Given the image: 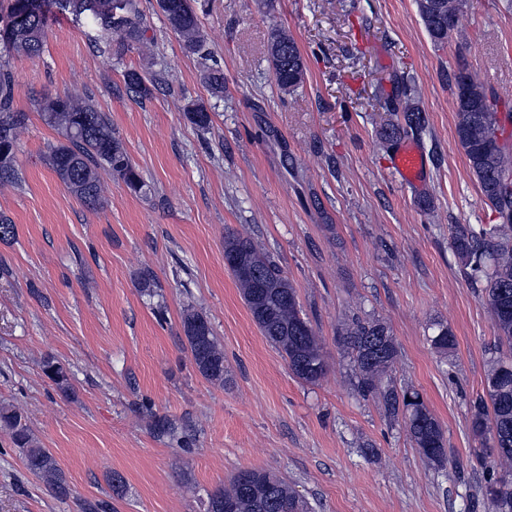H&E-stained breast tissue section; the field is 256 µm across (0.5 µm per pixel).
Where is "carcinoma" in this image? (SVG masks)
<instances>
[{"label":"carcinoma","mask_w":512,"mask_h":512,"mask_svg":"<svg viewBox=\"0 0 512 512\" xmlns=\"http://www.w3.org/2000/svg\"><path fill=\"white\" fill-rule=\"evenodd\" d=\"M156 6L184 47L196 55L208 92L216 99L224 98V72L213 62L202 33L198 0H156ZM461 7L462 0H417L431 40L442 43L448 39ZM56 14L85 22L93 32V46L103 53L118 54L128 48L144 55L150 51L139 0H7L6 13L0 16V52L7 58L40 56L50 19ZM267 51L279 90L286 94L298 89L304 83L306 68L286 28H271ZM124 79L128 88L145 96L151 93L138 71H126ZM400 82L402 97L384 102L385 111L401 112L404 120L385 130L384 136L389 139L402 134L417 136L426 127L425 115L408 102L405 78ZM452 83L456 88L458 144L499 223L457 225L451 235V247L464 277L482 289L493 316L497 349L512 353V152L500 146L499 116L491 110L512 93L488 91L463 66L453 72ZM14 85L9 62H1L0 185L20 181L15 154L26 115L14 107ZM38 112L63 138L50 150L47 162L66 189L84 205L95 209L103 203V172L135 192L145 187L121 142L112 134L105 113L91 100L69 94L46 96L38 103ZM183 112L199 128L211 124L209 110L202 102L187 103ZM236 252L244 254V269L231 264L228 269L254 321L296 378L308 384L318 383L326 374L323 348L298 308L293 282L275 259L251 239L229 233L224 236V256ZM182 327L198 372L214 384H224V350L210 322L201 313L188 309L183 314ZM341 340L351 354L358 392L364 397H381L390 416H402L419 451L432 463L444 462L447 448L442 428L420 394L382 389V378L397 356L386 325L355 318L342 328ZM431 342L444 353L456 347L454 333L443 325ZM44 373L62 393L70 391L66 372L59 363L46 360ZM487 397L474 405L471 431L498 458L500 472L489 478L485 490L493 512H512V361L501 355L492 360L487 374ZM0 423L11 430L12 443L21 449L26 469L42 478L55 498H69L71 488L65 473L51 451L30 435L22 415L1 409ZM226 503L233 505L234 512H309L307 502L283 480L256 469L240 471L229 487L207 495L206 512H224Z\"/></svg>","instance_id":"obj_1"}]
</instances>
